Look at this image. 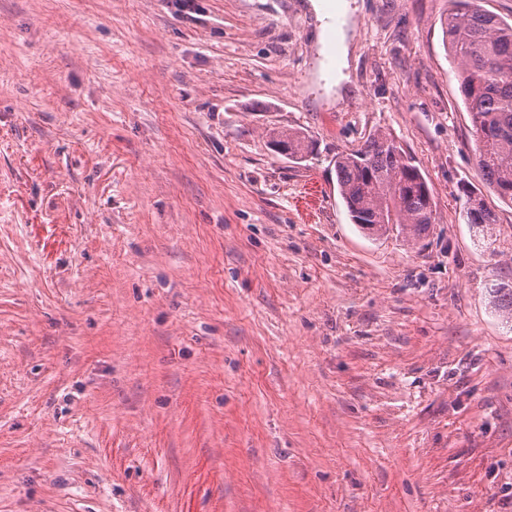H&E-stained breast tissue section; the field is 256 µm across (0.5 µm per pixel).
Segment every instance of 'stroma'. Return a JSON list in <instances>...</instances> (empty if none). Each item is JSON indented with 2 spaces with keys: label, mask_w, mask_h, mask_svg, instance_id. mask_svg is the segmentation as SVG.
Wrapping results in <instances>:
<instances>
[{
  "label": "stroma",
  "mask_w": 512,
  "mask_h": 512,
  "mask_svg": "<svg viewBox=\"0 0 512 512\" xmlns=\"http://www.w3.org/2000/svg\"><path fill=\"white\" fill-rule=\"evenodd\" d=\"M347 2L335 96L308 0H0V512H512V208L448 2ZM378 130L419 243L338 193ZM346 21L342 19L339 25L337 37H336V54L338 57V63L336 65V88L340 86L342 80L345 79L342 69L347 67V56L349 50V44L347 41V29H345ZM280 143L288 150V156L303 158L309 153L310 144L308 138L300 132L286 130L277 132L271 143ZM339 194L353 224L368 235L397 232L421 240L434 224L428 181L414 158L390 134L376 132L334 160ZM466 224H471L472 228L478 230V233L487 236V240H491L492 234H489L491 224H498L497 213L488 207L481 197L473 196L470 192L468 207L465 212ZM486 231V233H485ZM487 292L498 315L512 323V285L493 284Z\"/></svg>",
  "instance_id": "stroma-1"
}]
</instances>
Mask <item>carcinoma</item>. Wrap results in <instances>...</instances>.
I'll list each match as a JSON object with an SVG mask.
<instances>
[{"instance_id": "obj_1", "label": "carcinoma", "mask_w": 512, "mask_h": 512, "mask_svg": "<svg viewBox=\"0 0 512 512\" xmlns=\"http://www.w3.org/2000/svg\"><path fill=\"white\" fill-rule=\"evenodd\" d=\"M442 20L444 43L458 68L459 90L475 137V161L497 199L512 206V22L481 8L478 0H453ZM291 157L309 153L308 138L293 130L276 133ZM339 194L352 223L372 236L397 232L421 240L434 223L428 181L414 158L383 132L334 160ZM466 223L483 234L498 223L482 198L469 196ZM500 317L512 323V285L487 288Z\"/></svg>"}]
</instances>
